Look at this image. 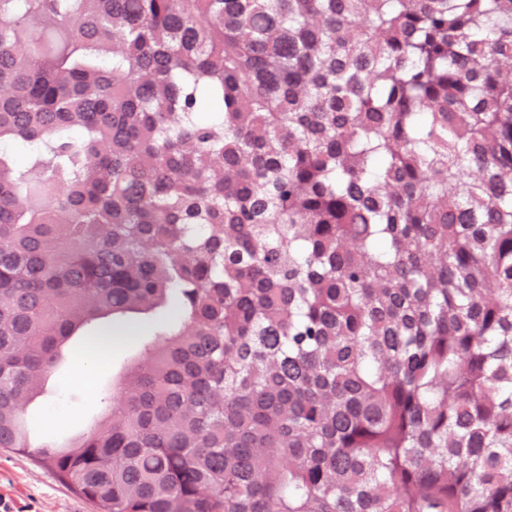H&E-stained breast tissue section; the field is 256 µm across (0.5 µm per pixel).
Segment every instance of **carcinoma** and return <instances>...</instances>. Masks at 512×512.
Returning <instances> with one entry per match:
<instances>
[{
    "label": "carcinoma",
    "instance_id": "cac0c4a2",
    "mask_svg": "<svg viewBox=\"0 0 512 512\" xmlns=\"http://www.w3.org/2000/svg\"><path fill=\"white\" fill-rule=\"evenodd\" d=\"M0 448L98 512H512V0H0ZM137 351L138 343L131 340L128 348L114 353L110 365L90 367L71 359L65 350L56 372L46 383L47 393L28 407L26 420L31 437L41 441L46 436L47 421L57 416L65 423V429L53 435L57 443L67 444L87 433L105 410L97 391L112 393V376L121 374Z\"/></svg>",
    "mask_w": 512,
    "mask_h": 512
}]
</instances>
